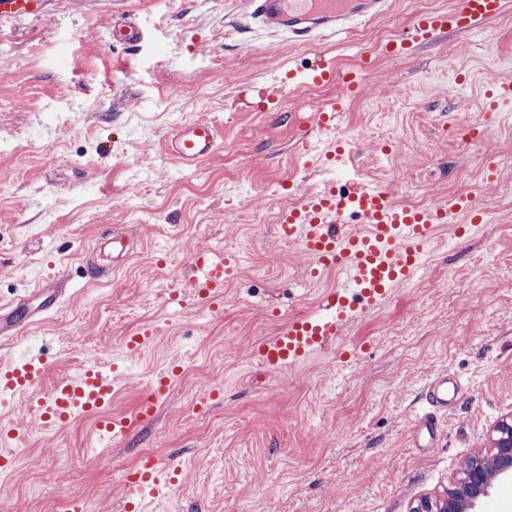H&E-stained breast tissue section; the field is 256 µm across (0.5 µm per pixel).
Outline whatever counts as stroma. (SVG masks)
<instances>
[{"mask_svg": "<svg viewBox=\"0 0 512 512\" xmlns=\"http://www.w3.org/2000/svg\"><path fill=\"white\" fill-rule=\"evenodd\" d=\"M456 2L395 0L342 46L266 37L241 0H44L38 17L0 18V305L67 291L0 338V365L40 354L46 389L90 364L120 365L104 414L129 425L107 443L104 414L51 428L25 397L5 396L0 427L25 438L0 471V512H50L77 487L86 512H124L144 450L180 472L148 512H411L489 453L494 426L512 417V111L481 140L466 130L487 85L512 80V4L473 31L399 57L385 50L415 17ZM123 17L144 33L135 47L112 36ZM316 53L374 86L336 115L367 181L412 208L474 193L492 217L459 236L441 226L414 280L275 373L252 347L342 282L333 272L309 280L278 230L280 212L323 178L306 164L319 137L307 119L340 85L288 82ZM193 119L213 121L223 146L184 168L162 145ZM200 256L240 260L222 309L187 294ZM182 291L184 304L170 302ZM146 322L157 345L129 353ZM173 364L167 401L138 419L147 385ZM444 372L461 394L428 435L417 425L422 391ZM211 385L223 393L200 407Z\"/></svg>", "mask_w": 512, "mask_h": 512, "instance_id": "stroma-1", "label": "stroma"}]
</instances>
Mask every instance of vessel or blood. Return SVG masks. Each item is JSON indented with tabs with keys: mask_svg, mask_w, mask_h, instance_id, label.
Masks as SVG:
<instances>
[{
	"mask_svg": "<svg viewBox=\"0 0 512 512\" xmlns=\"http://www.w3.org/2000/svg\"><path fill=\"white\" fill-rule=\"evenodd\" d=\"M243 4L257 28L299 44L324 39L344 44L357 26L369 24L391 8V0H243ZM506 6L507 0H459L452 10L417 16L410 25V38L422 43L451 29L472 30L480 23L499 18ZM300 77L307 83L323 84L333 81L335 70L329 60L321 57L309 62ZM372 89L365 74L344 79L340 97L331 99L316 115L319 130L334 127L344 98H365ZM219 147L215 126L196 120L174 129L165 152L182 166L192 167L215 154ZM308 158L325 178L318 191L304 198L299 207L283 210L280 230L297 244L313 271L336 270L344 273L345 279L342 286L321 295L319 314L291 319L283 333L253 348L254 358L271 370L294 365L324 349L338 336L353 311L378 307L394 287L414 279L424 265L439 225L452 222L458 212L470 207L464 197L431 208L399 205L385 187L365 184L353 152L341 147L328 151L315 146L309 150ZM198 267L201 276L193 281V291L199 299L215 303L223 293L230 269L224 262L202 261ZM38 294V304L16 303L0 314L1 335L37 322L64 296L59 288H42ZM157 336L154 324H144L128 340L127 347L135 352L149 350ZM42 375L41 357H25L11 369L0 370V390L24 394L32 415L58 428L77 414L100 408L116 387L115 377L97 364L85 367L76 377L58 380L46 392L39 389ZM169 389L167 376L155 377L141 403L140 417L150 416L167 399ZM456 390L447 375L433 378L426 389L427 406L447 408L449 397ZM178 476V470L161 459L142 457L130 480L133 507H140L144 499L165 496Z\"/></svg>",
	"mask_w": 512,
	"mask_h": 512,
	"instance_id": "1",
	"label": "vessel or blood"
}]
</instances>
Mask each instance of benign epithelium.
<instances>
[{
	"label": "benign epithelium",
	"mask_w": 512,
	"mask_h": 512,
	"mask_svg": "<svg viewBox=\"0 0 512 512\" xmlns=\"http://www.w3.org/2000/svg\"><path fill=\"white\" fill-rule=\"evenodd\" d=\"M512 475V423L503 421L495 429L490 456H479L448 489V495L433 503L425 500L413 512H479L491 495L498 477Z\"/></svg>",
	"instance_id": "7a95c632"
}]
</instances>
